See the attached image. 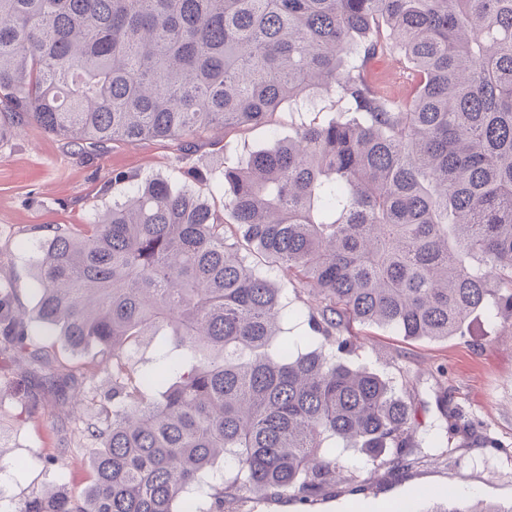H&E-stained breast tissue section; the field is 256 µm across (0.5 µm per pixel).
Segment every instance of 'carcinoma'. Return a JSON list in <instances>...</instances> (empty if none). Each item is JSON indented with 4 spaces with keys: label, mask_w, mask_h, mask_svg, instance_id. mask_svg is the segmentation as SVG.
I'll return each mask as SVG.
<instances>
[{
    "label": "carcinoma",
    "mask_w": 512,
    "mask_h": 512,
    "mask_svg": "<svg viewBox=\"0 0 512 512\" xmlns=\"http://www.w3.org/2000/svg\"><path fill=\"white\" fill-rule=\"evenodd\" d=\"M381 58L408 71L406 97L378 84ZM319 90L344 113L224 167V211L114 172L112 209L44 240L32 317L0 284V358L53 396L34 407L87 399L35 330L112 363V394L75 424L101 443L88 487L49 484L16 512H186L191 491L197 512L255 491L308 504L356 481L338 443L392 472L415 463L417 409L345 361L349 328L441 340L492 311L512 326V0H0V140L34 123L85 156L188 150ZM272 268L320 298L303 342L283 335ZM145 336L181 361L135 380Z\"/></svg>",
    "instance_id": "1"
}]
</instances>
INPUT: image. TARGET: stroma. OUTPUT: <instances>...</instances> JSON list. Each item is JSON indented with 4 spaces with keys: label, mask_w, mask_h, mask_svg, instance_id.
<instances>
[{
    "label": "stroma",
    "mask_w": 512,
    "mask_h": 512,
    "mask_svg": "<svg viewBox=\"0 0 512 512\" xmlns=\"http://www.w3.org/2000/svg\"><path fill=\"white\" fill-rule=\"evenodd\" d=\"M341 107L336 94L320 91L261 126L200 131L187 153L176 140L115 141L92 160L72 153L64 141L38 126H25L21 134L0 141V281L10 282L21 304L33 309L40 240L54 227L90 223L110 208L113 172L139 180L166 178L219 208L224 195L212 181L214 174ZM267 276L283 295L289 335H308L307 315L316 296L296 293L281 270H268ZM363 342L359 363L383 370L418 410L414 439L419 463L396 477L388 468L367 465L358 449L342 448L340 459L359 475V482L338 485L309 507L288 494L256 497L251 501L254 512H397L405 504L424 512L446 495L512 503V327L480 315L463 338L408 339L392 330H375ZM43 344L56 366L87 374L90 393L107 390L106 381L92 374L96 348L76 356L54 338H44ZM34 384L25 368L0 363V492L16 505L50 479L68 491H84L90 481L88 461L97 449L67 428L71 419L90 413V406H64L52 416L29 412L22 391ZM440 396L448 400L449 417L436 408ZM451 422L459 428L452 436L447 433ZM450 444L458 451L455 460L446 461L442 453ZM63 448L70 451V466L46 468L44 458ZM22 460L26 468L16 469Z\"/></svg>",
    "instance_id": "35a3bbf8"
}]
</instances>
